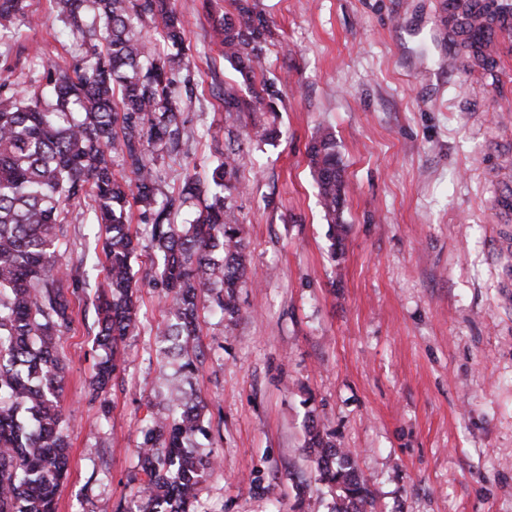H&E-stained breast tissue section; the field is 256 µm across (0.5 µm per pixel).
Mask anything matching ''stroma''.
<instances>
[{
    "instance_id": "stroma-1",
    "label": "stroma",
    "mask_w": 512,
    "mask_h": 512,
    "mask_svg": "<svg viewBox=\"0 0 512 512\" xmlns=\"http://www.w3.org/2000/svg\"><path fill=\"white\" fill-rule=\"evenodd\" d=\"M447 0H259L284 35L265 75L281 81L283 132L241 177L248 282L233 323L201 319L217 466L197 512H330L307 427L357 452L369 512H512V12L491 66L475 64ZM0 41V75L41 85L80 41L49 0ZM192 89L177 85L207 174L224 137L215 95L235 77L209 10L177 0ZM336 138L343 251L332 254L307 148ZM138 326L109 413L85 390L100 356L77 301L61 337L69 475L58 512H113L135 498L141 429L175 365L159 363L160 289Z\"/></svg>"
}]
</instances>
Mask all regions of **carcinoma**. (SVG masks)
Masks as SVG:
<instances>
[{
  "label": "carcinoma",
  "mask_w": 512,
  "mask_h": 512,
  "mask_svg": "<svg viewBox=\"0 0 512 512\" xmlns=\"http://www.w3.org/2000/svg\"><path fill=\"white\" fill-rule=\"evenodd\" d=\"M24 0H0V38L24 16ZM232 10L210 13L224 61L248 91L224 84L226 132L214 146L208 202L184 223L178 217L203 189L185 173L181 190L160 189L161 163L189 157L191 130L174 85L188 70L185 36L174 0H55L62 22L82 36L84 52L67 69H50L43 94L0 80V512H57L69 469L63 435V359L57 341L75 323V300L86 293L80 269L102 265L104 280L92 305L95 343L104 351L88 383L87 400L106 407L137 326L138 280L133 260L140 240L131 231V204L150 228L157 263L143 280L164 293L158 335L163 358L180 361L181 378L165 386V407L141 430L137 498L114 512H194L215 466L199 439L211 438L205 402L183 384L202 363L200 311L210 307L232 323L238 288L247 280L245 243L236 197L251 161L248 123L260 142L281 135L284 107L275 81L258 78L280 34L258 0H230ZM457 21L474 58L490 64L492 19L479 0H459ZM147 25L175 51L161 53L137 32ZM320 205L340 226L345 183L336 143L324 134L308 148ZM123 174L117 175L114 164ZM89 212L87 239L101 250H82L64 269L73 209ZM317 480L334 490L330 512H367L371 492L357 471V456L315 429L310 434Z\"/></svg>",
  "instance_id": "cac0c4a2"
}]
</instances>
